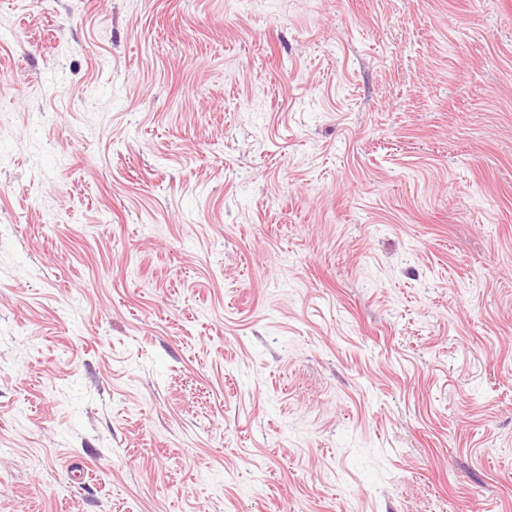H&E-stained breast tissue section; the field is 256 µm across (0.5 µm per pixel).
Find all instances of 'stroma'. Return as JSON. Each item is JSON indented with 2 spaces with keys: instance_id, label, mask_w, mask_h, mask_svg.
<instances>
[{
  "instance_id": "1",
  "label": "stroma",
  "mask_w": 512,
  "mask_h": 512,
  "mask_svg": "<svg viewBox=\"0 0 512 512\" xmlns=\"http://www.w3.org/2000/svg\"><path fill=\"white\" fill-rule=\"evenodd\" d=\"M0 512H512V0H0Z\"/></svg>"
}]
</instances>
